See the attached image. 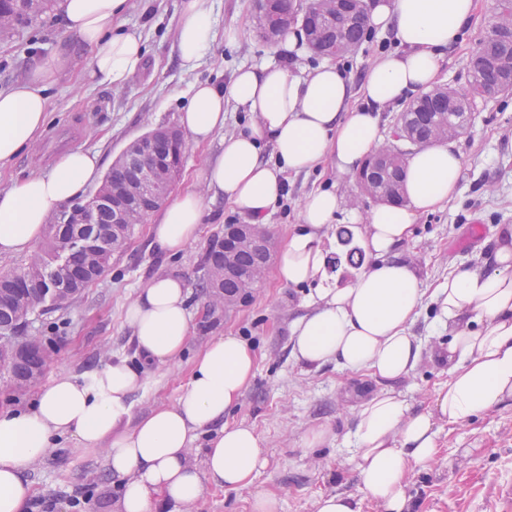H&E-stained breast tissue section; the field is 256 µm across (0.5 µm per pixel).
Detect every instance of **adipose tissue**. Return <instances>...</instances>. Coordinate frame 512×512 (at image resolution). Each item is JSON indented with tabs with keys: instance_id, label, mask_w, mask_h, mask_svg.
<instances>
[{
	"instance_id": "1",
	"label": "adipose tissue",
	"mask_w": 512,
	"mask_h": 512,
	"mask_svg": "<svg viewBox=\"0 0 512 512\" xmlns=\"http://www.w3.org/2000/svg\"><path fill=\"white\" fill-rule=\"evenodd\" d=\"M132 0H63L61 16L73 42L67 53L38 66L29 81L0 89V166L32 149L49 119L46 90L71 56L87 57V75L120 90L141 67V36L120 26ZM478 0H368L367 27L391 29L396 51L377 57L360 83L334 64L307 76L281 65L239 69L229 84H193L179 114L180 128L196 143L223 142L202 171L203 191L186 190L168 203L151 226L157 250L175 256L194 244L204 222V196L223 199L251 223H266L282 198L285 177L323 167L357 173L381 146L380 114L393 103L437 82L440 60L472 25ZM213 17L208 0H183L176 32L182 68L197 69L212 57ZM235 105L252 119L223 135L224 109ZM272 157H265V149ZM98 152L78 146L58 156L49 173H31L0 190V256L31 252L51 217L100 177ZM405 204H380L362 215L361 242L371 265L345 288H318L305 314L291 325L298 362L374 377L382 390L365 401L354 432L350 464L360 492H326L314 512H412L410 473L439 453L437 421L458 424L512 400V227L497 240L491 272L456 271L427 290L415 265L398 246L407 242L421 214L448 202L458 191L460 153L439 142L406 162ZM343 196L318 189L300 203V224L277 262L287 285L313 281L324 269L321 244L342 210ZM447 329L440 354L448 379L434 406L413 411L391 390L420 364L423 343L412 332L423 298ZM188 290L177 277L159 276L140 288L125 321L139 355L150 364L175 362L190 329ZM256 357L242 338H213L194 360L177 399L132 419V398L144 389L142 368L119 360L85 382L61 374L43 385L30 410H0V512H26L33 496L26 471L55 447L75 438L101 449L112 477L120 480L119 512H191L206 483L227 489L251 484L266 464L265 441L252 426L224 420L254 375ZM215 434L202 463L189 450L206 429Z\"/></svg>"
}]
</instances>
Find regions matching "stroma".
<instances>
[{
    "label": "stroma",
    "instance_id": "stroma-1",
    "mask_svg": "<svg viewBox=\"0 0 512 512\" xmlns=\"http://www.w3.org/2000/svg\"><path fill=\"white\" fill-rule=\"evenodd\" d=\"M132 2L121 24L140 34L146 46L141 71L115 91L85 80L84 60L72 62L47 91L50 119L35 148L0 167L1 188L30 173L50 172L57 157L76 146L99 152L104 169H111L132 140L158 126L177 125L180 107L196 81L225 83L239 67L267 64L285 65L294 75L304 76L323 62L304 41L288 49L261 39L252 0H210L215 51L200 67L187 71L179 64L175 45L181 0ZM496 5V0H479L478 23L441 60L440 84L465 85L468 62L489 29ZM365 35L359 49L340 60L346 76L357 81L375 58L397 48L391 30L372 28ZM70 41L53 11L13 40L0 42V87L28 77L36 66L68 48ZM473 113L469 134L454 141L464 161L457 195L421 215L411 240L399 249L401 256L415 262L427 288L447 281L455 270H488L501 227L512 225V94L477 101ZM321 187L337 188L344 196L338 225L352 226V214H365L375 205L356 179L332 170L289 176L286 192L266 222L275 248L283 247L298 224L304 196ZM205 213L199 240L176 257L152 248L148 224L135 226L111 269L82 299L31 316L24 333L38 337L48 355L45 378L68 373L88 380L119 359L139 365L124 320L126 307L151 278L181 277L189 288L191 315L186 348L176 363L145 367L147 384L134 397L133 417L173 405L197 354L213 337L233 334L252 345L257 368L225 419L252 425L267 445V463L250 486L227 491L207 484L194 512H252L259 493L275 495L277 512H312L320 493L357 492L349 464L356 420L362 403L380 390V382L332 364L314 369L295 361L290 326L304 313L309 289L280 283L274 271H267L246 304L205 310L201 283L208 245L223 234L225 225L245 221L221 201L206 202ZM433 318L430 302H423L412 331L425 340L428 352L413 375L392 385L416 411L430 409L436 389L448 379V365L437 356L447 345L448 333L435 328ZM320 426L329 428L330 439L316 448L304 447L308 431ZM436 428L438 456L410 478L414 512H500L499 490L512 487V402L456 425L437 422ZM26 477L35 500L52 504L53 512H115L121 495L104 452L71 438L35 460Z\"/></svg>",
    "mask_w": 512,
    "mask_h": 512
}]
</instances>
